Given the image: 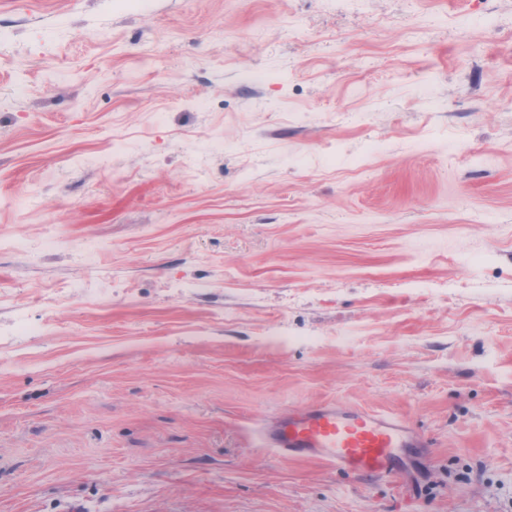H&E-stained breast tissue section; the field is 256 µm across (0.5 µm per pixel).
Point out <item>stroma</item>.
<instances>
[{
	"label": "stroma",
	"instance_id": "obj_1",
	"mask_svg": "<svg viewBox=\"0 0 512 512\" xmlns=\"http://www.w3.org/2000/svg\"><path fill=\"white\" fill-rule=\"evenodd\" d=\"M322 400L431 457L261 448ZM74 502L512 512V0H0V512Z\"/></svg>",
	"mask_w": 512,
	"mask_h": 512
}]
</instances>
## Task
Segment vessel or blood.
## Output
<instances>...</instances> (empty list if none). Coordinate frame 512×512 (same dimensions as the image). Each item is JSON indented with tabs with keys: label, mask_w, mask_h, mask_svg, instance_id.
<instances>
[{
	"label": "vessel or blood",
	"mask_w": 512,
	"mask_h": 512,
	"mask_svg": "<svg viewBox=\"0 0 512 512\" xmlns=\"http://www.w3.org/2000/svg\"><path fill=\"white\" fill-rule=\"evenodd\" d=\"M263 448L296 460H316L357 476L393 478L408 451L428 445L406 419L332 400L286 411L259 428Z\"/></svg>",
	"instance_id": "b4317fda"
}]
</instances>
